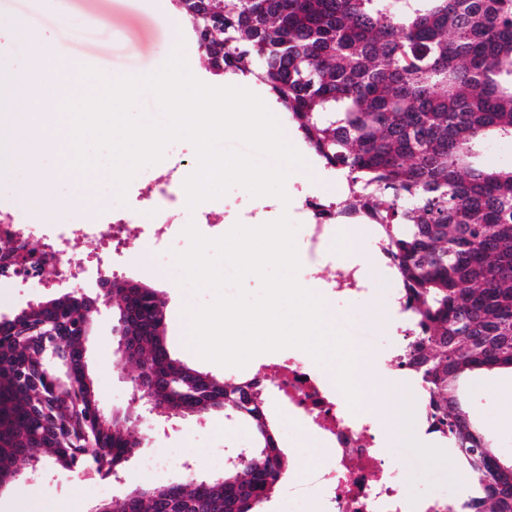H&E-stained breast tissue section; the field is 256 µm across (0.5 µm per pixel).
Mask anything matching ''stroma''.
Instances as JSON below:
<instances>
[{
  "instance_id": "stroma-1",
  "label": "stroma",
  "mask_w": 512,
  "mask_h": 512,
  "mask_svg": "<svg viewBox=\"0 0 512 512\" xmlns=\"http://www.w3.org/2000/svg\"><path fill=\"white\" fill-rule=\"evenodd\" d=\"M162 0H0V75L9 81L28 80L24 57L12 49L11 28L18 18H26L37 41L59 51V66L66 84L76 83L74 62L96 67L108 75L142 76L162 67L172 53L176 39L171 16L162 9ZM288 142L302 155L304 167L287 179L288 196L297 191L318 197L322 202L338 201L336 181L327 177L323 161L303 139L296 126L284 130ZM195 151L187 142L170 145L160 165L143 169L131 182L125 202H118L110 181L100 182L94 195L79 201V221L109 227L113 214L134 205L140 192L154 179L159 168L180 165L182 174L195 168ZM14 169L0 170V212L16 223H35L37 231L49 234L57 225L70 223L65 202L73 187L64 181L54 183L52 196L43 206L24 204L16 189ZM254 202L249 193L232 188L224 197L201 203L197 211L209 214V221L198 223V230L215 238L227 233L231 225L225 213H237ZM142 232L130 244L107 251L102 238L73 240L72 250L80 260L82 272L62 284L46 288L30 280L0 283V315L13 316L30 303H44L64 293L83 289L95 295L99 275L130 280L155 290L165 303V342L170 354L188 367L225 379L223 366L199 358L186 344V322L181 310L188 294L176 282L179 275L172 255L187 249V238L154 240L149 234L148 214L135 217ZM372 235L367 227H356L341 245L345 265L333 256L323 257L317 270L323 281H336L343 267L367 271V292L348 298L331 293L327 302L337 327L345 329L363 351L372 358L384 357L392 347L390 294L400 281L387 261L373 252ZM115 307L101 306L94 317L87 340L91 375L100 405L110 414L131 420L130 432L138 447L120 477L94 472L67 470L52 461H44L36 471L27 472L0 489V512H76L85 503L88 512L95 505L124 497L139 488L186 483L188 478H210L212 464L222 455L252 451L256 440L252 430L236 419L213 412L204 420L190 417L176 420L173 428L148 427L138 420L140 407L132 396L129 378L135 368L118 349L112 333L116 323ZM465 410L479 427L486 442L502 461L512 462V370L484 369L467 378L461 387ZM424 417L414 415L412 424L399 442L388 448L402 470L403 482L411 493H423L451 500L461 495L467 483L453 448L437 435L428 433ZM169 448L188 451L186 467L158 466L142 471L140 462L148 455H162Z\"/></svg>"
}]
</instances>
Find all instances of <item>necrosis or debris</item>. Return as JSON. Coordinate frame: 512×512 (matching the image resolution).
I'll list each match as a JSON object with an SVG mask.
<instances>
[{"label":"necrosis or debris","instance_id":"4bbe7bcc","mask_svg":"<svg viewBox=\"0 0 512 512\" xmlns=\"http://www.w3.org/2000/svg\"><path fill=\"white\" fill-rule=\"evenodd\" d=\"M184 196L175 170L159 172L141 207L156 216L159 235L179 233ZM297 240L305 265L334 249L342 220L336 208L317 198L301 200ZM281 383L271 405L284 420L303 419L309 438L321 445L323 457L300 456L294 470L295 485L313 489L321 512H446L442 500L418 498L404 487L400 471L388 459L377 437L378 423L364 409H351L335 381L307 352L289 350L281 365Z\"/></svg>","mask_w":512,"mask_h":512}]
</instances>
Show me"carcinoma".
I'll return each instance as SVG.
<instances>
[{
  "label": "carcinoma",
  "instance_id": "1",
  "mask_svg": "<svg viewBox=\"0 0 512 512\" xmlns=\"http://www.w3.org/2000/svg\"><path fill=\"white\" fill-rule=\"evenodd\" d=\"M216 70L251 77L288 111L326 166L346 178L343 208L389 244L422 336L402 365L424 384L429 431L448 440L473 493L449 512H512L456 387L512 367V167L477 168L489 138H512V0H177ZM224 27L217 40L199 17ZM131 357L155 408L246 423L258 446L218 477L166 489L171 512H259L287 475L255 378L228 383L173 358L164 301L130 295ZM96 311L77 292L0 322V480L49 454L108 475L137 442L100 411L81 337Z\"/></svg>",
  "mask_w": 512,
  "mask_h": 512
}]
</instances>
